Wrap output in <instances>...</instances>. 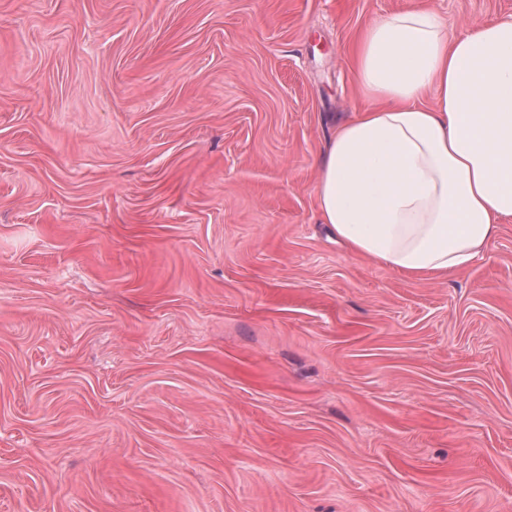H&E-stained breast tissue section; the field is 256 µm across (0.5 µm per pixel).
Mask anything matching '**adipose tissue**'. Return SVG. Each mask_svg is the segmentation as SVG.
Wrapping results in <instances>:
<instances>
[{"instance_id": "adipose-tissue-1", "label": "adipose tissue", "mask_w": 512, "mask_h": 512, "mask_svg": "<svg viewBox=\"0 0 512 512\" xmlns=\"http://www.w3.org/2000/svg\"><path fill=\"white\" fill-rule=\"evenodd\" d=\"M354 60L368 105L322 155L323 223L417 280L467 267L512 218V18L452 40L437 13L401 12L366 27Z\"/></svg>"}]
</instances>
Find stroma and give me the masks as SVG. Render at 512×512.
<instances>
[{
  "label": "stroma",
  "mask_w": 512,
  "mask_h": 512,
  "mask_svg": "<svg viewBox=\"0 0 512 512\" xmlns=\"http://www.w3.org/2000/svg\"><path fill=\"white\" fill-rule=\"evenodd\" d=\"M512 0H0V512H512V218L419 282L323 224L361 31Z\"/></svg>",
  "instance_id": "obj_1"
}]
</instances>
